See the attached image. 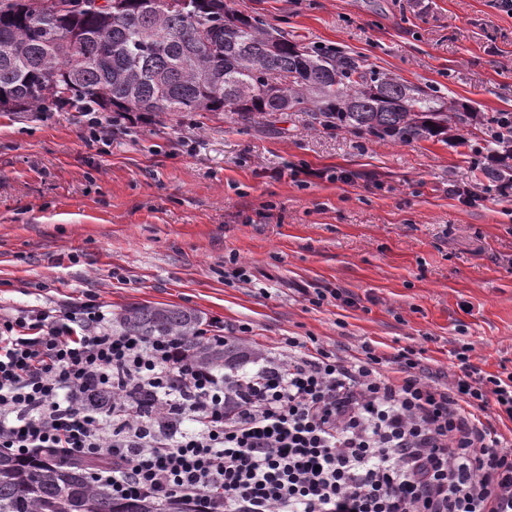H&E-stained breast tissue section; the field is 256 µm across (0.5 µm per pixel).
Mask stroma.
<instances>
[{
  "label": "stroma",
  "mask_w": 512,
  "mask_h": 512,
  "mask_svg": "<svg viewBox=\"0 0 512 512\" xmlns=\"http://www.w3.org/2000/svg\"><path fill=\"white\" fill-rule=\"evenodd\" d=\"M228 2L288 39L512 113V14L499 0ZM484 136L460 124L400 143L302 112H159L107 146L73 110L0 112V311L93 294L115 313L166 304L249 325L259 354L286 336L367 341L421 351L444 375L465 341L483 370L512 368V202L485 190L472 154ZM295 169L311 171L306 185ZM232 258L251 283L225 278ZM305 288L357 304L316 307Z\"/></svg>",
  "instance_id": "stroma-1"
}]
</instances>
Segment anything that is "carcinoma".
Masks as SVG:
<instances>
[{"mask_svg":"<svg viewBox=\"0 0 512 512\" xmlns=\"http://www.w3.org/2000/svg\"><path fill=\"white\" fill-rule=\"evenodd\" d=\"M32 16L26 0H0V112L68 106L97 112H233L249 121L269 112H309L329 130L347 129L402 143L438 137L463 121L454 103L382 72L363 56L301 46L224 0H50ZM484 150L497 167L477 162L486 187L512 184V137ZM142 336H180L190 354L226 367L242 345L199 339L200 317L173 305L141 304L116 315ZM0 512H159L150 501L115 500L79 466L16 459L0 452Z\"/></svg>","mask_w":512,"mask_h":512,"instance_id":"carcinoma-1","label":"carcinoma"}]
</instances>
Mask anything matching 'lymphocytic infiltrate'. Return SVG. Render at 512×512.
<instances>
[{"instance_id": "1", "label": "lymphocytic infiltrate", "mask_w": 512, "mask_h": 512, "mask_svg": "<svg viewBox=\"0 0 512 512\" xmlns=\"http://www.w3.org/2000/svg\"><path fill=\"white\" fill-rule=\"evenodd\" d=\"M454 347L317 337L231 368L115 326L94 296L0 314V451L86 465L118 500L195 512H512V371Z\"/></svg>"}]
</instances>
